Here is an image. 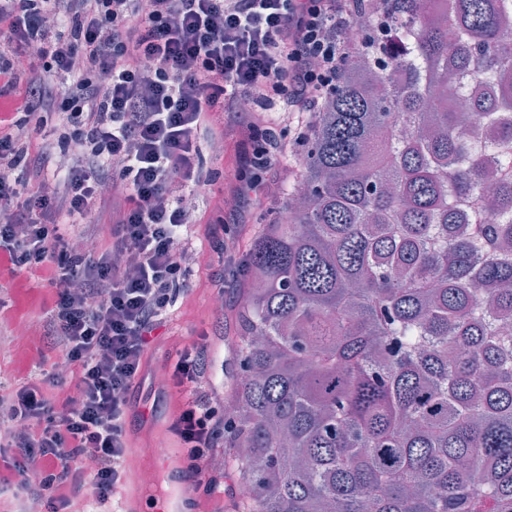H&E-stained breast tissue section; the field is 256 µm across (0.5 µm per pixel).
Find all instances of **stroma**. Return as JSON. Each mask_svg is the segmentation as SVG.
<instances>
[{
    "instance_id": "obj_1",
    "label": "stroma",
    "mask_w": 512,
    "mask_h": 512,
    "mask_svg": "<svg viewBox=\"0 0 512 512\" xmlns=\"http://www.w3.org/2000/svg\"><path fill=\"white\" fill-rule=\"evenodd\" d=\"M300 160V155L296 154L284 161L282 170L269 189L263 190L261 202L248 210L246 221L251 230H258L260 225L278 217L289 189L290 177L300 174ZM219 268V258L210 249H203L200 255L192 258L189 274L193 288L177 300L166 326L155 336L148 351L150 373L159 383L171 371L180 351L202 337L207 339L210 346L211 367L194 389L172 391L167 402L157 409L152 406L148 387L134 390L131 401L137 411L153 409L157 412L154 421L143 425L131 422V442L135 446L145 449L162 444L176 447L177 441L168 436L165 424L176 416L180 404L189 393L205 394L220 402L231 392L239 378L235 349L230 344L238 329L234 312L238 295L227 293L224 307H216L212 277ZM48 292L49 285L40 272H28L14 279L6 274L0 276V318L7 320L12 333L32 336V328L42 316V300ZM57 360V354L52 352L43 368H33L22 358L18 348H0V383L9 390L19 388L27 375L36 376L43 370L52 371ZM223 457V449H215L208 466L209 474L222 482L223 489L199 498L202 512H232L238 479L234 472L219 467L218 462Z\"/></svg>"
}]
</instances>
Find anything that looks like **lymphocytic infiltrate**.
I'll list each match as a JSON object with an SVG mask.
<instances>
[{
	"label": "lymphocytic infiltrate",
	"mask_w": 512,
	"mask_h": 512,
	"mask_svg": "<svg viewBox=\"0 0 512 512\" xmlns=\"http://www.w3.org/2000/svg\"><path fill=\"white\" fill-rule=\"evenodd\" d=\"M355 0H0V270L40 271L52 293L37 353L51 372L0 395V495L68 512L90 487L127 480L129 392L148 377L151 336L192 284L187 193L203 185L197 140L222 144L233 198L205 238L244 285L239 200L258 193L287 142H305L361 13ZM278 106L277 120L267 116ZM53 132L30 141L31 124ZM288 128L280 141L276 125ZM80 225L79 236L70 226ZM109 225L110 243L100 241ZM206 341L184 349L169 387L197 383ZM72 393L57 395L64 383ZM224 405L199 396L172 429L198 480L224 439Z\"/></svg>",
	"instance_id": "lymphocytic-infiltrate-1"
}]
</instances>
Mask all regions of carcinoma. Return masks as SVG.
Masks as SVG:
<instances>
[{"label":"carcinoma","instance_id":"obj_1","mask_svg":"<svg viewBox=\"0 0 512 512\" xmlns=\"http://www.w3.org/2000/svg\"><path fill=\"white\" fill-rule=\"evenodd\" d=\"M386 7L404 50L349 57L248 248L233 512H512V0Z\"/></svg>","mask_w":512,"mask_h":512}]
</instances>
